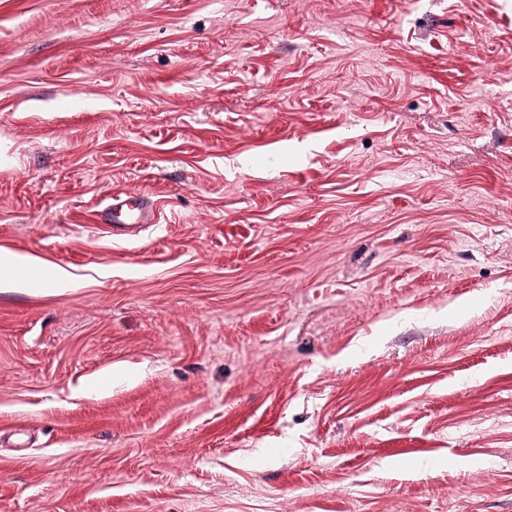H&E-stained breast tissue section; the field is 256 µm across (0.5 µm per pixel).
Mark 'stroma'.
Returning a JSON list of instances; mask_svg holds the SVG:
<instances>
[{
	"mask_svg": "<svg viewBox=\"0 0 512 512\" xmlns=\"http://www.w3.org/2000/svg\"><path fill=\"white\" fill-rule=\"evenodd\" d=\"M1 250L0 512H512V0H0ZM103 221L113 225V235H125L142 226L149 218V205L141 195H128L125 199L113 200L112 206L103 214ZM117 230L114 233V230Z\"/></svg>",
	"mask_w": 512,
	"mask_h": 512,
	"instance_id": "stroma-1",
	"label": "stroma"
}]
</instances>
